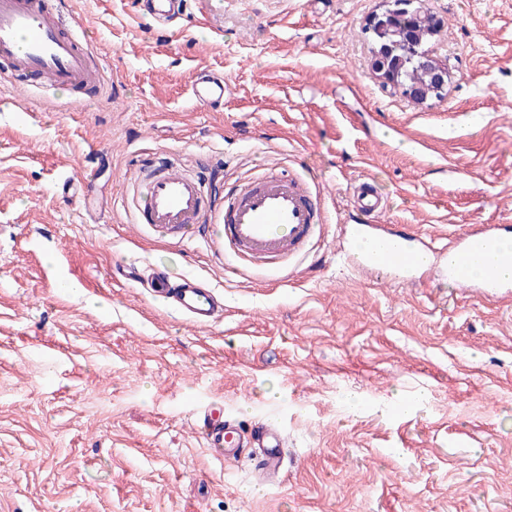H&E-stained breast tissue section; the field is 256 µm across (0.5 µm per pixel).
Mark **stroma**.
I'll return each instance as SVG.
<instances>
[{
    "label": "stroma",
    "mask_w": 512,
    "mask_h": 512,
    "mask_svg": "<svg viewBox=\"0 0 512 512\" xmlns=\"http://www.w3.org/2000/svg\"><path fill=\"white\" fill-rule=\"evenodd\" d=\"M425 5L452 78L420 105L372 72L382 0H192L159 33L134 0H71L106 89L0 84V512H512V302L376 284L337 253L365 176L384 223L436 248L512 225V0ZM201 68L228 86L211 112L189 96ZM168 164L218 205L256 172L311 174L323 233L292 269L233 272L210 225L178 242L131 224L122 193ZM88 169L90 206L61 196ZM148 266L223 314L190 323L127 278ZM214 401L277 416L278 482L204 448Z\"/></svg>",
    "instance_id": "stroma-1"
}]
</instances>
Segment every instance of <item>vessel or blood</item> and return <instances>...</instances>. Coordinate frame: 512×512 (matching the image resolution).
I'll list each match as a JSON object with an SVG mask.
<instances>
[{"label":"vessel or blood","mask_w":512,"mask_h":512,"mask_svg":"<svg viewBox=\"0 0 512 512\" xmlns=\"http://www.w3.org/2000/svg\"><path fill=\"white\" fill-rule=\"evenodd\" d=\"M64 0H0V61L12 73L33 77L37 86L52 88L103 87L102 66L92 65L93 49L87 38L66 26ZM187 0H150V13L160 25L182 16ZM202 111L224 99L223 75L200 69L189 89ZM358 221L344 227L351 245L350 262L361 272L398 277L400 283L421 287L424 275L438 267L450 287L486 300L511 301L512 279L495 270L512 266V255L500 252L512 238V227L482 224L454 234L442 265H435L431 246L413 225L382 224L386 197L365 177L351 187ZM208 192L187 171L163 166L133 187L132 221L162 233L189 232L208 222L220 232L211 245L230 258L235 270H275L303 259L321 227L319 183L303 174L284 176L264 172L230 188L224 206H207ZM154 298L171 303L192 323L205 326L224 311L213 289L190 277L172 278L164 272L152 280ZM195 426L206 448L218 459L239 458L244 449H258L257 478L267 484L282 470L285 437L275 418L252 425L224 415L222 406H206L196 414Z\"/></svg>","instance_id":"b4317fda"}]
</instances>
